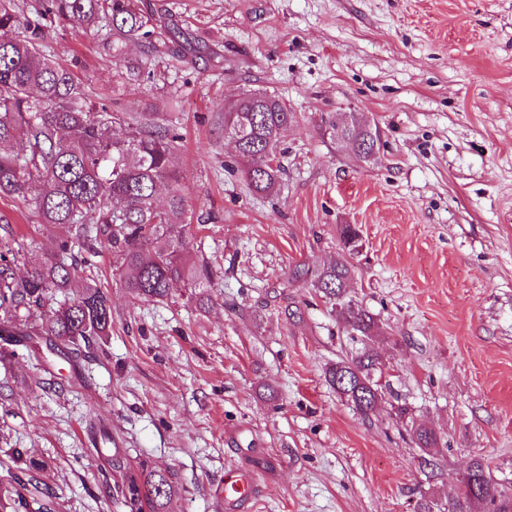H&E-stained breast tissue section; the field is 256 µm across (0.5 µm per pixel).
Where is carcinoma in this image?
Returning a JSON list of instances; mask_svg holds the SVG:
<instances>
[{"instance_id": "cac0c4a2", "label": "carcinoma", "mask_w": 512, "mask_h": 512, "mask_svg": "<svg viewBox=\"0 0 512 512\" xmlns=\"http://www.w3.org/2000/svg\"><path fill=\"white\" fill-rule=\"evenodd\" d=\"M59 20L92 28L103 22L112 31L108 49L121 58L123 45L136 41L156 55L177 54L176 32L147 11L141 0H43L30 18L16 0H0V197L28 202L41 223L57 230V251L27 275L16 274L21 254L12 235L0 229V337L3 343L34 339L63 358L82 357L84 348L112 332V299L95 283L72 288L82 261L71 252L76 241L103 242L116 259L121 286L138 301H163L175 282L189 298L212 287L206 266L192 268L183 256L188 203L173 155L180 135L169 112H123L93 103L73 71L44 54L45 29ZM295 113L273 95H242L224 113V128L234 141L251 189L271 194L281 166L277 145ZM25 141L13 152L8 146ZM167 186L165 206L156 203ZM344 254L358 252L360 233L353 224L337 228ZM350 267L346 259L323 269L314 287L343 310L346 325L362 337L378 335L373 315L347 298ZM379 355L365 348L341 359L325 374L330 388L363 417L378 400L375 372ZM412 439L424 451L438 446L436 435L419 425ZM121 476L117 486L125 512H168L177 494L169 475L132 468L119 450L109 459ZM7 481L0 483V512H56V494L42 486L44 464L14 448L0 460ZM448 512H512V492L500 490L480 459L459 477Z\"/></svg>"}]
</instances>
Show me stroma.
I'll return each mask as SVG.
<instances>
[{
	"label": "stroma",
	"mask_w": 512,
	"mask_h": 512,
	"mask_svg": "<svg viewBox=\"0 0 512 512\" xmlns=\"http://www.w3.org/2000/svg\"><path fill=\"white\" fill-rule=\"evenodd\" d=\"M172 15L181 58L122 78L107 27L58 22L44 51L95 101L177 111L176 154L190 205V265L214 286L189 301L137 302L112 253H87L112 298V332L72 364L11 346L0 358V449L44 462L59 512H121L100 426L132 464L170 474V512H448L472 459L512 489V0H145ZM249 89L296 121L280 139V190L250 191L224 105ZM379 127L371 160L331 139L323 118ZM26 273L56 251L53 229L0 198ZM363 247L349 293L376 318L384 367L367 418L330 388L355 354L311 273L341 254L337 227ZM435 431L434 468L412 425ZM256 491L224 505L225 469Z\"/></svg>",
	"instance_id": "35a3bbf8"
}]
</instances>
